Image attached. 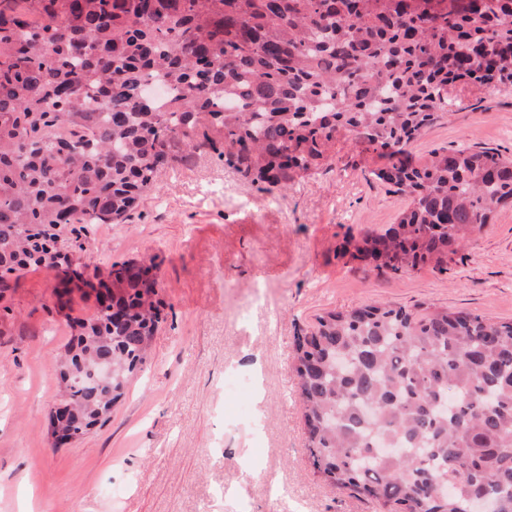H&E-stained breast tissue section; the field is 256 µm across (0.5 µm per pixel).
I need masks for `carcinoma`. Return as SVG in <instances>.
Returning <instances> with one entry per match:
<instances>
[{
  "mask_svg": "<svg viewBox=\"0 0 512 512\" xmlns=\"http://www.w3.org/2000/svg\"><path fill=\"white\" fill-rule=\"evenodd\" d=\"M0 0V278L54 269L86 224H119L161 169L207 147L273 193L347 129L411 199L356 246L398 274L512 205V160L406 147L452 112L448 79L512 85V0ZM155 76L170 89L148 100ZM150 268L113 270L121 313L78 322L59 357L66 428L109 420L161 323ZM112 359V377L99 360ZM307 448L382 512H512V320L374 302L317 318L294 356Z\"/></svg>",
  "mask_w": 512,
  "mask_h": 512,
  "instance_id": "carcinoma-1",
  "label": "carcinoma"
}]
</instances>
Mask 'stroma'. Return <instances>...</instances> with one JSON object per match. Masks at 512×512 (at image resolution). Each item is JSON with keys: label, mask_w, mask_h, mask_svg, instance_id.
Here are the masks:
<instances>
[{"label": "stroma", "mask_w": 512, "mask_h": 512, "mask_svg": "<svg viewBox=\"0 0 512 512\" xmlns=\"http://www.w3.org/2000/svg\"><path fill=\"white\" fill-rule=\"evenodd\" d=\"M452 114L409 148L478 145L512 158V90L456 84ZM386 161L346 130L328 159L268 194L207 148L166 168L130 220L91 224L72 258L108 279L154 265L162 321L150 357L105 424L54 447L48 420L64 384L59 355L93 316L48 310L59 270L12 279L0 318V512H376L326 481L306 448L293 357L326 311L373 301L418 303L512 320V207L496 209L443 269L382 274L338 258L344 233L382 234L409 205L370 178ZM256 375L251 431L224 380ZM288 489L271 498L269 478Z\"/></svg>", "instance_id": "obj_1"}]
</instances>
